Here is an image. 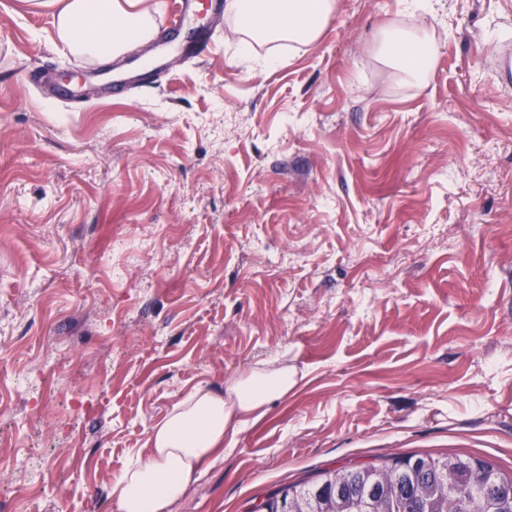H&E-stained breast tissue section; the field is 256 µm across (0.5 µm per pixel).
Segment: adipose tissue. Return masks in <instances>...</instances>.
<instances>
[{"label":"adipose tissue","instance_id":"obj_1","mask_svg":"<svg viewBox=\"0 0 512 512\" xmlns=\"http://www.w3.org/2000/svg\"><path fill=\"white\" fill-rule=\"evenodd\" d=\"M55 37L71 52L107 64L151 41L156 29L146 0H39ZM336 0H226L237 33L263 42L316 41ZM387 60L409 80L426 79L435 44L426 34L397 30L384 43ZM287 368H256L225 392L203 386L178 400L150 432L148 456H134L109 484L117 512H165L224 450V435L257 420L265 406L287 396Z\"/></svg>","mask_w":512,"mask_h":512}]
</instances>
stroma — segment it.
Listing matches in <instances>:
<instances>
[{
  "instance_id": "1",
  "label": "stroma",
  "mask_w": 512,
  "mask_h": 512,
  "mask_svg": "<svg viewBox=\"0 0 512 512\" xmlns=\"http://www.w3.org/2000/svg\"><path fill=\"white\" fill-rule=\"evenodd\" d=\"M432 4L337 0L315 43L245 52L194 15L211 53L145 45L107 98L48 10L0 0V512H115L173 403L261 365L293 387L166 512L398 455L512 470V0ZM417 24L420 84L376 49ZM37 68L95 90L73 111Z\"/></svg>"
}]
</instances>
